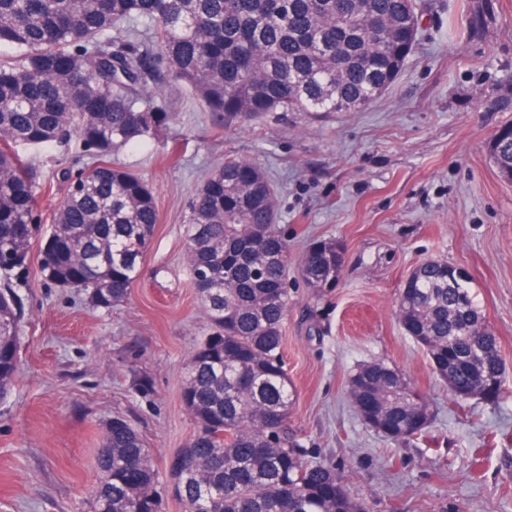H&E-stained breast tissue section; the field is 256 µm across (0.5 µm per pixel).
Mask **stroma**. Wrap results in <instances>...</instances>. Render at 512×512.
I'll list each match as a JSON object with an SVG mask.
<instances>
[{
  "label": "stroma",
  "mask_w": 512,
  "mask_h": 512,
  "mask_svg": "<svg viewBox=\"0 0 512 512\" xmlns=\"http://www.w3.org/2000/svg\"><path fill=\"white\" fill-rule=\"evenodd\" d=\"M424 2L417 52L361 112H272L224 129L184 84L149 83L144 98L166 123L114 159L149 183L159 221L140 277L112 308L40 273L60 178L89 163L78 137L22 150L48 187L20 291L19 376L0 399V512H91L97 450L116 416L138 430L168 482L196 430L182 380L206 330L183 224L205 175L229 157L258 162L275 184L289 265L314 241L343 246L331 291L314 295L295 272L288 283L284 357L303 447L338 468L370 512H512V180L488 155L498 127L512 122V0ZM428 259L470 273L498 341V402H457L399 323V288ZM374 361L426 398L425 436L396 443L361 418L349 380Z\"/></svg>",
  "instance_id": "obj_1"
}]
</instances>
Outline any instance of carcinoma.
I'll list each match as a JSON object with an SVG mask.
<instances>
[{"mask_svg":"<svg viewBox=\"0 0 512 512\" xmlns=\"http://www.w3.org/2000/svg\"><path fill=\"white\" fill-rule=\"evenodd\" d=\"M417 0H0V396L14 386L28 244L40 227L38 172L20 147L76 135L91 158L62 176L64 196L40 271L57 288L78 286L90 303H121L150 249L158 209L149 185L111 160L157 136L163 116L143 104L159 52L226 126L270 112H359L386 92L418 47ZM489 156L512 179V124L498 128ZM277 192L263 168L226 159L189 204L183 225L207 332L189 360L182 400L197 430L178 476L180 500L201 512H369L336 468L307 459L290 427L293 386L283 355L288 239L277 224ZM342 245L313 243L298 274L313 292L336 287ZM403 330L452 383L457 401H497L504 380L497 338L470 283L433 259L406 278L398 297ZM349 395L373 396L386 438L405 441L429 405L404 374L383 362L358 369ZM134 466L140 479L126 471ZM92 512L158 509L161 493L143 440L130 422L109 427L97 451Z\"/></svg>","mask_w":512,"mask_h":512,"instance_id":"obj_1","label":"carcinoma"}]
</instances>
